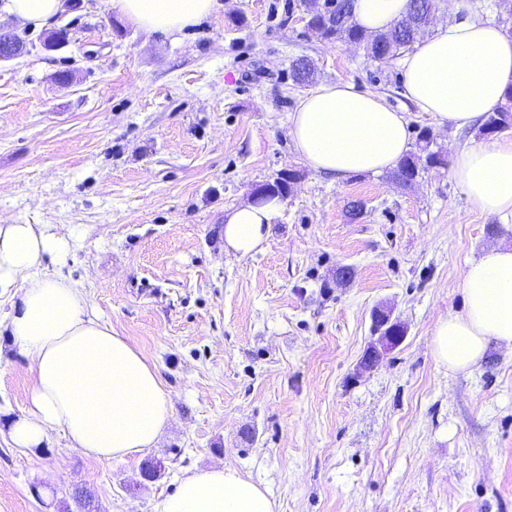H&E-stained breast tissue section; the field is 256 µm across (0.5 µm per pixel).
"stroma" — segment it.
Returning a JSON list of instances; mask_svg holds the SVG:
<instances>
[{
  "mask_svg": "<svg viewBox=\"0 0 512 512\" xmlns=\"http://www.w3.org/2000/svg\"><path fill=\"white\" fill-rule=\"evenodd\" d=\"M68 3L57 24L71 39L56 50L5 23L27 51L0 62V220L62 230L63 274L155 365L172 417L157 447L109 462L57 432L12 447L5 424L33 376L0 335V512H59L78 488L99 512H154L186 471L219 464L263 485L277 512H512V348L490 343L469 374L431 348L463 308L466 260L511 247L512 220L474 211L446 167L409 188L309 168L289 134L304 93L290 63L380 94L447 155L477 127L418 111L401 56L321 40L300 0H223L168 37L111 0ZM511 17L505 0H454L437 20ZM288 170L297 183L262 250L226 252L225 209ZM382 305L406 336L362 372ZM148 459L162 465L152 483Z\"/></svg>",
  "mask_w": 512,
  "mask_h": 512,
  "instance_id": "35a3bbf8",
  "label": "stroma"
}]
</instances>
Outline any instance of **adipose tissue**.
Segmentation results:
<instances>
[{"label": "adipose tissue", "mask_w": 512, "mask_h": 512, "mask_svg": "<svg viewBox=\"0 0 512 512\" xmlns=\"http://www.w3.org/2000/svg\"><path fill=\"white\" fill-rule=\"evenodd\" d=\"M116 13L140 28L182 33L216 12L218 0H112ZM64 0H0V16L35 30L49 27ZM408 0H354L365 32L389 29ZM408 100L439 125L464 128L494 112L512 88V37L479 21L438 25L403 60ZM295 149L314 171L339 178L394 168L409 150L405 113L349 82L322 83L290 115ZM451 176L471 207L512 218V141H482L456 151ZM281 209L279 197L249 200L224 216V246L247 256L261 250ZM65 235L47 224L0 220V297L18 295L6 329L29 362V402L8 431L13 447L36 448L59 431L71 447L112 461L154 447L172 415L156 368L90 310L80 283L59 274ZM458 289L461 312L441 319L432 335L438 363L470 372L490 342L512 345V247L470 261ZM155 512H275L261 484L213 467L184 476Z\"/></svg>", "instance_id": "ef3b65f1"}]
</instances>
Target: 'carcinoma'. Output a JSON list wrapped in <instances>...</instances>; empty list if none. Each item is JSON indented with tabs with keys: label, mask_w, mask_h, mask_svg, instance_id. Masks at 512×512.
I'll return each mask as SVG.
<instances>
[{
	"label": "carcinoma",
	"mask_w": 512,
	"mask_h": 512,
	"mask_svg": "<svg viewBox=\"0 0 512 512\" xmlns=\"http://www.w3.org/2000/svg\"><path fill=\"white\" fill-rule=\"evenodd\" d=\"M439 0H409L404 24H395L390 29L374 35L367 34L352 22L353 0H323L322 10L307 12V26L323 39L363 46L365 55L372 61L394 57L406 49L426 32L430 21L439 9ZM315 72L308 59H298L292 64V78L298 85L310 82ZM512 128V89L505 95V104L500 110L484 116L478 132L488 137ZM432 140L421 137L418 151L409 153L394 169L392 177L406 184L414 182L420 172L447 165V155L441 150L431 149Z\"/></svg>",
	"instance_id": "1"
}]
</instances>
